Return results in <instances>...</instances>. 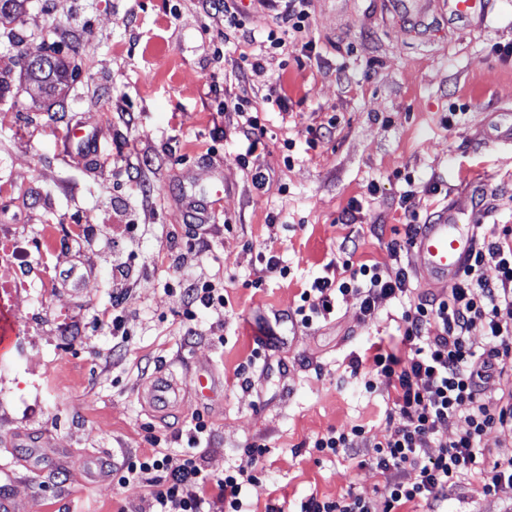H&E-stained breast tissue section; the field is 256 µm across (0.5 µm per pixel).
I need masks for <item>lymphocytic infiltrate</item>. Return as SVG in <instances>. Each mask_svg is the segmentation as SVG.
Listing matches in <instances>:
<instances>
[{
  "mask_svg": "<svg viewBox=\"0 0 512 512\" xmlns=\"http://www.w3.org/2000/svg\"><path fill=\"white\" fill-rule=\"evenodd\" d=\"M81 241L84 248L105 253L125 246L127 257L113 264L112 277L131 286V264L140 257L137 224L93 227ZM203 254V245L194 240L168 260L181 275V293L188 300L183 315L189 321L195 320L197 308L220 312L228 304L223 289L187 273V266L199 263ZM490 265L497 272L492 279L484 275ZM347 296L357 299L365 321L376 318L381 302L406 304L401 329L407 352L400 355L376 343L369 370H362L361 358L349 363L367 392H374L381 379L394 391L386 417L398 425L381 434L370 461L386 481L379 497L351 491L334 499L311 494L296 512H399L418 500L426 502L429 512H445L449 489L469 479L479 481L482 495L512 502V458H491L481 445L488 433H512V391L492 397L484 390L490 379L512 377V324L499 318L501 309H512V229L482 235L465 272L444 297L414 295L405 269L386 274L374 264L337 259L302 290L294 320L306 328L329 320L339 299ZM476 330L484 336L479 345L472 340ZM451 421L464 424L452 439L440 432ZM207 430L202 417L192 418L180 457L163 448L129 455L113 473V483L125 491L146 490L157 512H242V489L264 477L267 448L247 445L239 465L217 474L197 450ZM365 434L360 425L332 427L316 436L311 448L321 456H352ZM430 446L437 455H425ZM409 471L415 480H406Z\"/></svg>",
  "mask_w": 512,
  "mask_h": 512,
  "instance_id": "obj_1",
  "label": "lymphocytic infiltrate"
}]
</instances>
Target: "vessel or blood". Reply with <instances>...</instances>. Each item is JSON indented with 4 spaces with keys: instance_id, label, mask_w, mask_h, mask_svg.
Here are the masks:
<instances>
[{
    "instance_id": "obj_1",
    "label": "vessel or blood",
    "mask_w": 512,
    "mask_h": 512,
    "mask_svg": "<svg viewBox=\"0 0 512 512\" xmlns=\"http://www.w3.org/2000/svg\"><path fill=\"white\" fill-rule=\"evenodd\" d=\"M448 8L456 17L481 25L488 18V0H448ZM64 140L68 150L81 154L95 150L97 145L93 133L78 125L70 129ZM487 213V208L482 206L465 210L450 204L425 224L411 248L432 278L452 284L461 277L477 246V226L483 223ZM188 392L197 399L211 396L208 371H199L185 384L155 377L141 388L139 395L162 416L184 407V395Z\"/></svg>"
}]
</instances>
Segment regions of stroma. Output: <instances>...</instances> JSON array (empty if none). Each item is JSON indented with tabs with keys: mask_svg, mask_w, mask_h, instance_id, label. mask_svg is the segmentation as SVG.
Instances as JSON below:
<instances>
[{
	"mask_svg": "<svg viewBox=\"0 0 512 512\" xmlns=\"http://www.w3.org/2000/svg\"><path fill=\"white\" fill-rule=\"evenodd\" d=\"M280 10L279 0L249 5L244 28L228 34L222 0H26L0 30V206L31 240L48 224H121L133 212L144 264L128 298L130 340L118 345L95 324L116 289L103 255L34 252L36 266L79 288L60 289L47 309L36 278L20 299L28 321L0 380V495L16 512H118L127 501L153 512L146 492L86 485V458L150 452L151 437L170 438L197 415L211 425L199 450L214 472L238 465L250 443L269 446L265 477L243 491L247 512L273 500L294 512L313 493L382 489L384 476L367 464L373 449L321 457L309 443L331 427L386 430L389 382L366 392L347 365L379 339L404 352L401 304L384 302L370 322L350 296L312 327L290 316L347 240L357 244L354 261L388 273L406 267L417 293L447 296V283L427 279L411 251L389 248L408 213L424 221L448 203L484 202L488 224L512 226V146L497 140L512 125V59L497 53L512 46V0H495L484 29L452 19L448 0H310L308 30L263 54L259 68L244 67L238 44L265 40ZM22 54L60 58L67 85L38 92ZM235 71L240 80L225 86ZM275 91L290 97L289 111L268 104ZM228 95L257 108L264 146L249 149L224 109ZM453 104L465 112L448 126ZM80 123L109 152L108 167L64 152L60 134ZM319 127L327 133L311 143L308 131ZM256 172L265 187L253 184ZM433 183L439 195L427 194ZM354 199L361 210L341 223ZM198 237L211 243L203 267L229 305L189 322L161 257ZM267 253L288 278L270 276ZM62 315L76 344L57 334ZM270 325L278 343L251 360ZM98 351L108 360L95 359ZM199 366L219 379L216 400L161 418L140 402L139 388L158 372L184 382ZM41 444L55 455L34 457Z\"/></svg>",
	"mask_w": 512,
	"mask_h": 512,
	"instance_id": "obj_1",
	"label": "stroma"
}]
</instances>
